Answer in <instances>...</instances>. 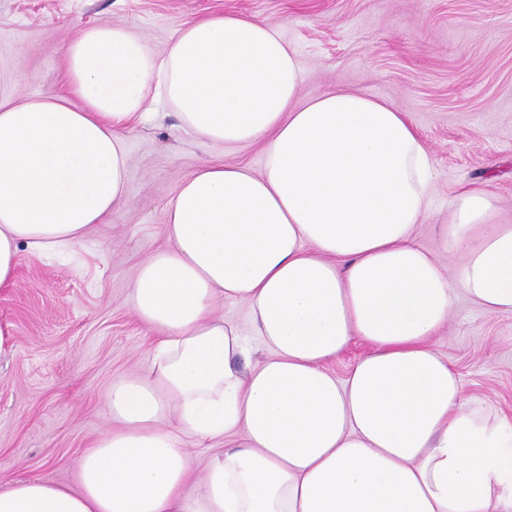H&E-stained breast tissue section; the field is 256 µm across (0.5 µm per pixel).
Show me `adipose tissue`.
I'll return each mask as SVG.
<instances>
[{"label": "adipose tissue", "instance_id": "ef3b65f1", "mask_svg": "<svg viewBox=\"0 0 512 512\" xmlns=\"http://www.w3.org/2000/svg\"><path fill=\"white\" fill-rule=\"evenodd\" d=\"M65 56L71 98L0 100V286L20 248H73L125 199L124 132L155 104L206 145L261 144L263 164L181 185L128 292L152 365L104 393L76 487L20 480L0 512H512V413L431 343L457 291L512 314V224L487 185L455 196L441 265L415 241L434 167L408 112L301 98L295 51L252 16L184 23L161 54L101 22ZM356 340L370 350L338 379ZM186 436L220 445L198 479ZM369 347L363 342L356 341L351 344L345 351L339 354L335 360L328 364V368L336 373L339 378L345 377L350 367L365 353Z\"/></svg>", "mask_w": 512, "mask_h": 512}]
</instances>
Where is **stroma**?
Wrapping results in <instances>:
<instances>
[{"label":"stroma","instance_id":"obj_1","mask_svg":"<svg viewBox=\"0 0 512 512\" xmlns=\"http://www.w3.org/2000/svg\"><path fill=\"white\" fill-rule=\"evenodd\" d=\"M227 13L280 26L303 96L355 90L409 112L435 170L431 221L416 241L440 261L437 227L471 183L489 180L501 221L512 222V0H0V96H68L63 52L85 27H135L161 53L179 25ZM126 136L124 201L70 253L21 251L0 288V486L26 477L74 485L82 454L108 428L101 393L152 362L154 335L127 291L167 245V207L206 164L262 166L261 145H203L171 108ZM434 345L468 394L512 410L511 314H486L458 294Z\"/></svg>","mask_w":512,"mask_h":512}]
</instances>
